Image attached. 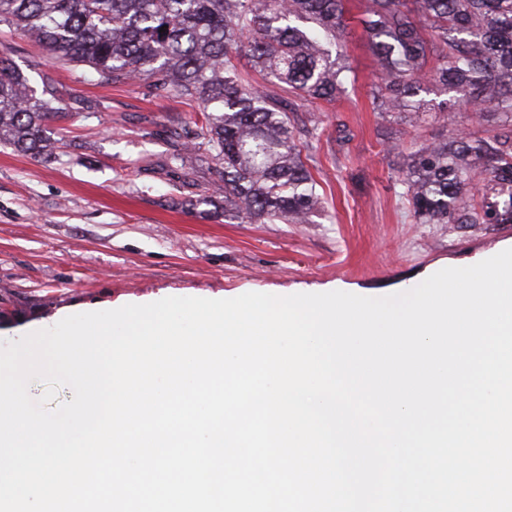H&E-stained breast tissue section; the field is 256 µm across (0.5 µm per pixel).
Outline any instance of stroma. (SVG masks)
Masks as SVG:
<instances>
[{"instance_id": "obj_1", "label": "stroma", "mask_w": 512, "mask_h": 512, "mask_svg": "<svg viewBox=\"0 0 512 512\" xmlns=\"http://www.w3.org/2000/svg\"><path fill=\"white\" fill-rule=\"evenodd\" d=\"M351 0L337 64L354 80L333 104L305 105L315 119L302 159L317 181L306 224L224 216L214 152L193 133L198 102L150 94L146 80L97 84L88 67L0 26L7 51L35 93L43 79L68 117L52 157L0 148V342L66 316L166 297L228 299L334 290L382 297L447 267L512 248V224H422L400 173L402 152L473 125L431 89V117L414 125L373 111L380 74ZM402 151L390 152L392 142Z\"/></svg>"}]
</instances>
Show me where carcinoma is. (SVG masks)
Masks as SVG:
<instances>
[{
    "instance_id": "cac0c4a2",
    "label": "carcinoma",
    "mask_w": 512,
    "mask_h": 512,
    "mask_svg": "<svg viewBox=\"0 0 512 512\" xmlns=\"http://www.w3.org/2000/svg\"><path fill=\"white\" fill-rule=\"evenodd\" d=\"M347 0H0L7 24L112 85L151 79L152 92L199 101L196 137L214 151L232 216L302 224L318 203L301 157L304 129L273 90L249 84L244 58L308 103L331 104L351 82L328 44ZM362 23L381 66L373 110L413 122L434 82L453 106L497 118L489 136L460 130L420 146L403 170L421 224L512 223V0H365ZM64 107L36 97L0 53V146L34 157L54 148ZM507 196L499 203L496 198Z\"/></svg>"
}]
</instances>
